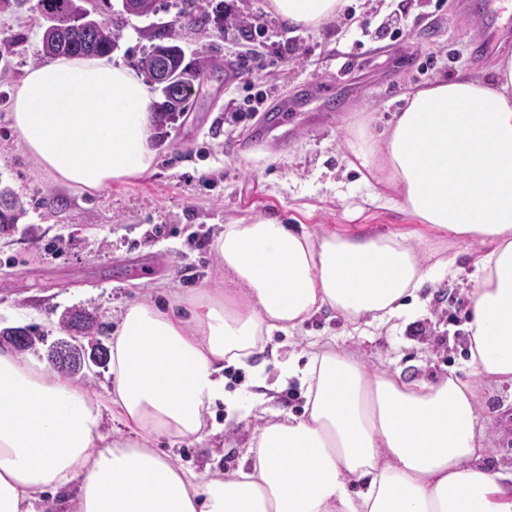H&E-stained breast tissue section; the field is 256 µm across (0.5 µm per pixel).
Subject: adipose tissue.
Wrapping results in <instances>:
<instances>
[{"label":"adipose tissue","instance_id":"ef3b65f1","mask_svg":"<svg viewBox=\"0 0 512 512\" xmlns=\"http://www.w3.org/2000/svg\"><path fill=\"white\" fill-rule=\"evenodd\" d=\"M343 0H270L291 25L334 20ZM152 98L116 62L58 59L30 69L13 127L60 180L89 189L149 172ZM348 151L391 203L437 233L487 246L468 293L470 364L512 382V56L491 79L461 75L410 94L380 136L353 125ZM429 240L296 230L254 215L215 242L224 276L166 307L135 303L112 338L107 399L78 378L0 351V512H38L37 495L77 485L66 512H512V483L479 464V399L459 379L368 374L323 343L283 374L305 386L302 415L271 418L249 467L199 481L159 452V438L202 441L224 391L263 337L293 334L323 309L352 329L407 309L435 277ZM117 414L129 437L108 438Z\"/></svg>","mask_w":512,"mask_h":512}]
</instances>
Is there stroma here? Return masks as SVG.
Returning a JSON list of instances; mask_svg holds the SVG:
<instances>
[{
    "instance_id": "35a3bbf8",
    "label": "stroma",
    "mask_w": 512,
    "mask_h": 512,
    "mask_svg": "<svg viewBox=\"0 0 512 512\" xmlns=\"http://www.w3.org/2000/svg\"><path fill=\"white\" fill-rule=\"evenodd\" d=\"M37 0L0 7V186L22 203L17 223L0 229V329L32 328L43 343L29 355L46 362L49 346L66 338L65 312L83 308L96 316L94 340L108 343L130 304H161L167 293L200 294L224 271L213 246L190 244L205 231L218 237L225 225L254 215L278 217L339 235L397 233L417 240L433 230L400 208L372 202V188L349 165V125L367 117L387 128L409 91L466 73L490 78L499 58L512 54V0H346L344 14L321 29L291 26L275 17L269 0H223L224 17H262L268 33L258 71L273 90L247 120L233 118L249 77L237 63L249 47L232 26L177 29L186 60L201 48L233 63L231 76L205 82L168 136L155 148L147 175L90 191L63 183L30 156L12 121L11 101L28 69L41 64L47 25ZM109 15L118 40L111 58L136 69L152 43V25L173 20L175 0H160L157 14L130 16L121 0ZM397 21L402 34L383 33ZM290 104L279 123L269 111ZM161 237H153V228ZM451 265L418 293L412 315L352 331L323 310L300 333H273L245 368L224 373L225 389L260 400L261 411L227 419L224 432L200 442L159 449L205 478L242 463L262 413L301 414L304 389L278 385L288 361L306 363L318 344L331 342L355 355L368 371L388 370L432 379L442 375L476 381L465 330L467 294L483 246L445 242ZM424 335H417V328ZM478 429L481 457L492 470L512 473V383L482 385Z\"/></svg>"
}]
</instances>
